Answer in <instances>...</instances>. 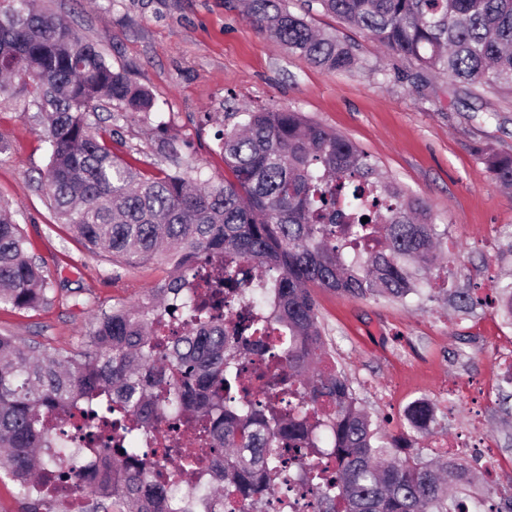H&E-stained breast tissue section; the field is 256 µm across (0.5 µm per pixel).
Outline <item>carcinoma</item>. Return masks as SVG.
Returning <instances> with one entry per match:
<instances>
[{"label":"carcinoma","instance_id":"cac0c4a2","mask_svg":"<svg viewBox=\"0 0 512 512\" xmlns=\"http://www.w3.org/2000/svg\"><path fill=\"white\" fill-rule=\"evenodd\" d=\"M306 2L414 64L419 93L436 78L455 93L512 91V0ZM244 13L270 40L319 67L359 64L352 44L315 30L285 0H244ZM2 78L31 82L28 105L44 128L46 189L59 223L115 263L157 260L169 271L141 306L102 311L78 352L0 334V470L40 479L77 473L80 457L58 452L66 442L56 426L72 409L90 407L109 433L110 471L123 474L107 483L103 499L89 490L93 512H162L165 486L208 459L210 448L227 449L224 467L215 481L188 485L187 505L235 489L243 512H265L281 484L284 439L336 459L333 484L324 485L322 468L306 476L322 512H457L471 469L400 456L404 439L373 428L349 378L315 368L327 339L314 289L397 300L422 293L420 276L445 235L422 203L348 138L284 108L245 109L241 128L219 138L233 182L198 184L178 166L141 174L112 153L91 117L112 103L139 117L152 110L151 94L36 0H0ZM486 155L492 180L512 189V156L492 146ZM244 269L256 287L273 289L275 303L266 319L240 329L212 311L233 298ZM188 288L205 289L194 306L199 320L170 338L162 315L186 304ZM52 289L45 262L29 254L23 228L1 210L0 304L43 306ZM266 321L288 337V376L269 384L261 407L230 405L224 394L243 385L232 360L265 350ZM289 376L301 381L312 415L283 408ZM409 416L418 427L437 422L424 402ZM162 417L182 423L187 450L172 470L150 465L156 483L148 500L139 491L135 440Z\"/></svg>","mask_w":512,"mask_h":512}]
</instances>
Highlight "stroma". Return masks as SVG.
<instances>
[{"mask_svg":"<svg viewBox=\"0 0 512 512\" xmlns=\"http://www.w3.org/2000/svg\"><path fill=\"white\" fill-rule=\"evenodd\" d=\"M83 39L145 87L155 107L145 119L125 117L113 104L101 123L113 152L137 161L147 174L170 165L161 146L172 139L182 168L215 182L230 178L217 135L243 122V109L290 108L345 135L389 179L423 201L448 231L446 258L431 273L433 287L456 292L493 288L512 280V235L492 246L490 225H512V195L491 180L482 150L512 155V92L476 88L449 96L437 80L417 93L408 64L389 56L360 31L333 16L311 13L315 28L355 45L363 65L331 71L279 47L241 13L238 0H39ZM22 81L0 92V204L10 207L31 244L48 263L54 290L46 309L0 305V334L64 351L83 347L94 318L121 302L133 304L165 275L156 262L119 268L88 252L59 224L46 192L47 145L36 108H24ZM318 312L337 371L383 432L400 433L399 412L418 399L435 404L432 429L410 430L412 451L429 459L435 443L455 441L469 425L465 407L448 392L461 373L491 374L503 355L499 339L512 323L492 320L493 306L460 313L444 299H353L316 290ZM484 431L507 468L487 479L512 498V396L500 391L483 402Z\"/></svg>","mask_w":512,"mask_h":512,"instance_id":"obj_1","label":"stroma"}]
</instances>
